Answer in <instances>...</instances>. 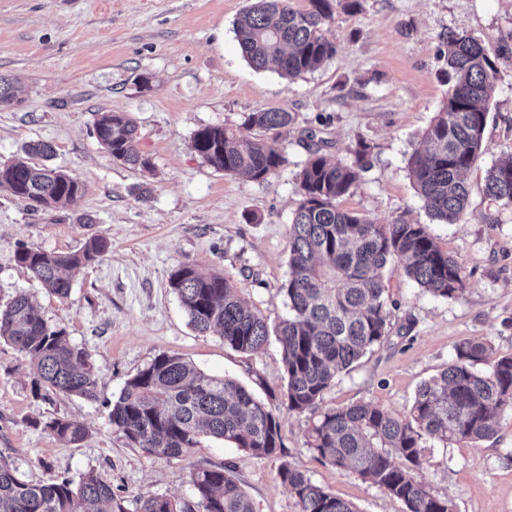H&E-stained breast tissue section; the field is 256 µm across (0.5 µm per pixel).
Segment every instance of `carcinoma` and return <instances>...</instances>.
I'll return each mask as SVG.
<instances>
[{
    "label": "carcinoma",
    "instance_id": "1",
    "mask_svg": "<svg viewBox=\"0 0 512 512\" xmlns=\"http://www.w3.org/2000/svg\"><path fill=\"white\" fill-rule=\"evenodd\" d=\"M304 11L289 0H253L235 26L243 58L255 69H275L290 80L336 55L323 34L339 5L347 12L359 0H308ZM447 97L424 131L425 147L414 152L408 170L428 214L443 224L458 223L469 205L464 174L484 153L489 103L496 91V69L474 37L450 31L444 37ZM294 117L286 108L259 110L244 120V131L205 126L191 148L210 167L231 175L265 181L285 163L262 133L286 130ZM97 142L126 165L150 171L151 158L138 146L135 122L122 112H100L94 123ZM364 143L351 162L318 150L299 173L302 201L288 228L289 273L279 290L288 300V316L276 328L282 350L283 389L272 408L236 381L203 373L176 354H161L125 382L112 403L109 420L127 445L149 456L179 458L210 436L233 443L256 457L282 447L280 415L319 411L307 444L339 468L404 502L407 512H454L448 498L433 495L416 478L424 463L423 440L464 442L497 432L501 416L512 413V354L491 356L481 342L467 340L437 376L423 383L406 418H396L372 403L319 409L324 392L343 371L387 337L385 273L395 263L423 291L454 299L466 288L462 267L443 252L420 224H379L344 210L367 170ZM0 190L37 210L69 205L85 185L49 164L23 158L0 162ZM488 195L512 205V158L487 170ZM94 237L78 250L47 252L22 244L16 262L59 298L71 285L64 272L85 267L106 252ZM169 285L189 324L215 333L240 352H256L270 332L265 319L248 306L221 273L204 275L190 266L172 271ZM0 340L11 344L34 374L32 392L98 399L97 378L89 355L71 343L66 329L47 321L24 293L0 303ZM488 365L485 370L477 365ZM59 440L76 445L86 428L67 417L45 423ZM281 480L297 499L299 512H356L354 506L283 464ZM190 499L140 498L139 512H254L250 499L224 468L190 472ZM0 512H125L112 485L88 471L79 481L63 478L37 483L19 476L0 456Z\"/></svg>",
    "mask_w": 512,
    "mask_h": 512
}]
</instances>
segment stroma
Listing matches in <instances>:
<instances>
[{
  "mask_svg": "<svg viewBox=\"0 0 512 512\" xmlns=\"http://www.w3.org/2000/svg\"><path fill=\"white\" fill-rule=\"evenodd\" d=\"M250 0H0V77L13 80L18 104L0 109V162L46 143L51 165L85 183L71 205L33 212L0 193V301L24 292L46 319L66 328L90 355L98 400L31 391L24 358L0 342V456L27 480L50 483L95 471L126 512L155 495L188 499L191 470L229 467L255 512H299L278 470L307 474L357 512H405L404 504L356 472L331 465L307 445L317 415L283 414L282 446L256 457L203 438L179 458L129 447L113 430L104 399L160 354L245 386L277 404L283 375L277 340L242 353L188 323L169 286L177 266L220 272L269 325L288 313L279 285L288 276V226L301 202L297 176L313 151L353 160L358 143L370 165L341 208L378 223L423 225L467 276L463 295L432 296L401 265L385 277L390 305L385 341L343 372L322 407L373 403L403 418L419 385L439 374L458 346L484 342L512 354V206L485 191L487 170L512 157V0H360L335 10L323 34L337 48L316 70L289 80L252 68L234 25ZM465 32L486 49L497 88L484 130L485 152L466 172L469 207L459 223L430 218L407 161L442 104V36ZM283 107L295 122L271 144L286 164L268 181L224 174L190 148L206 125L236 129L247 113ZM129 115L154 168L112 158L92 134L98 113ZM93 236L110 247L71 273V290L50 295L18 265V243L48 252L80 249ZM75 419L87 428L76 445L44 424ZM418 479L456 512H512V414L497 434L466 443L426 440Z\"/></svg>",
  "mask_w": 512,
  "mask_h": 512,
  "instance_id": "1",
  "label": "stroma"
}]
</instances>
